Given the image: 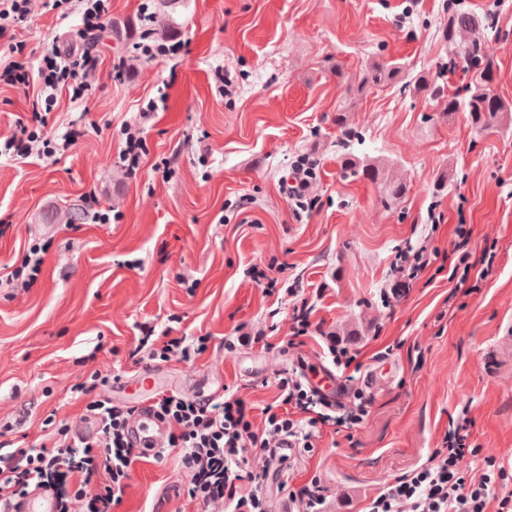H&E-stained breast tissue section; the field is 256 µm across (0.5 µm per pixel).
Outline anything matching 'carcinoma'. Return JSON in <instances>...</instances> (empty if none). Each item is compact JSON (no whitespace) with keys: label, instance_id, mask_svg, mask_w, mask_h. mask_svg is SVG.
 Masks as SVG:
<instances>
[{"label":"carcinoma","instance_id":"1","mask_svg":"<svg viewBox=\"0 0 512 512\" xmlns=\"http://www.w3.org/2000/svg\"><path fill=\"white\" fill-rule=\"evenodd\" d=\"M486 26V18L472 12L460 10L448 17L445 36L448 42L457 41L463 32L472 34L460 51L462 62L472 72L474 90L466 102H461L454 95H448L445 111L448 113L464 110L470 114L473 124L487 128L498 124L501 114L509 112L512 107L498 96L491 93L488 84L493 80L496 61L493 53L480 37V30ZM403 67L395 62H375L367 69L359 83V88L383 87L398 79ZM344 173L351 177H366L375 181L382 180L381 168L377 162L359 164L355 159L346 158Z\"/></svg>","mask_w":512,"mask_h":512}]
</instances>
